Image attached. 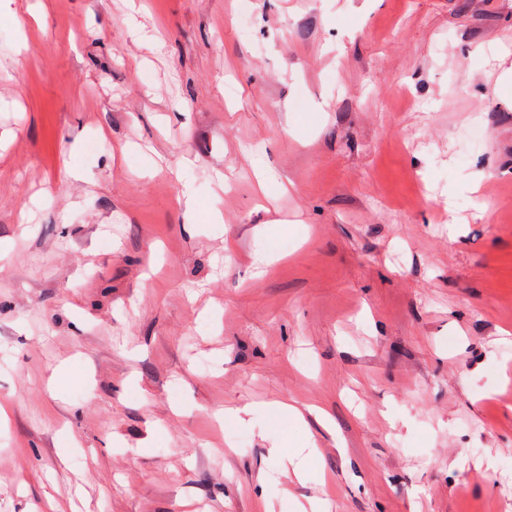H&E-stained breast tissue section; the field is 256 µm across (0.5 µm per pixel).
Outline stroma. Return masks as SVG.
Masks as SVG:
<instances>
[{"label": "stroma", "mask_w": 512, "mask_h": 512, "mask_svg": "<svg viewBox=\"0 0 512 512\" xmlns=\"http://www.w3.org/2000/svg\"><path fill=\"white\" fill-rule=\"evenodd\" d=\"M12 2L0 512H503L512 0Z\"/></svg>", "instance_id": "35a3bbf8"}]
</instances>
